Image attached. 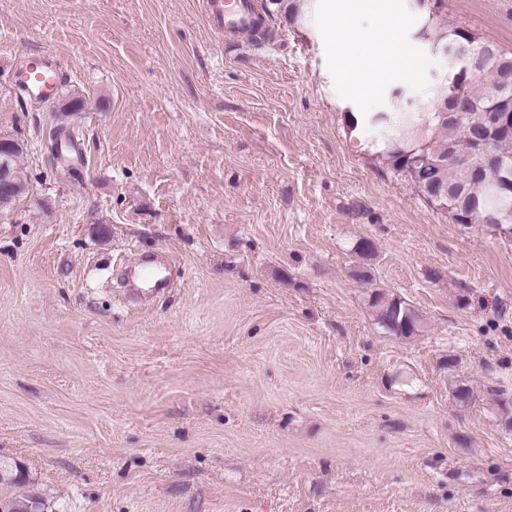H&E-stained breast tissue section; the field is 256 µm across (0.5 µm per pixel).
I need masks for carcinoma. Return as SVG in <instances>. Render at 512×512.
Masks as SVG:
<instances>
[{
  "mask_svg": "<svg viewBox=\"0 0 512 512\" xmlns=\"http://www.w3.org/2000/svg\"><path fill=\"white\" fill-rule=\"evenodd\" d=\"M432 13L424 15L428 23L426 32L448 40L461 37L467 31L462 25L450 24L444 20L440 9L443 0H430ZM454 97H448V90L438 94V98L448 104V109L457 113L450 121L440 116V112H381L366 118L367 123L378 127L380 136L370 148L381 158L389 170L407 178L412 184L430 183L443 190H468V195L448 201L444 210L452 215L455 205L463 208L462 218L453 222L465 228L486 227L500 237L512 238V133L492 134L488 145L499 156V164L488 167L483 172V185L469 186V174L460 160L475 151V144L469 139L467 130L471 128L490 131L494 128L495 114L499 100L512 95V87H503L502 74L495 62H488L482 69L463 74L453 82ZM79 133L75 129L61 125L52 134L49 147L50 159L65 161V155L79 146ZM9 167L13 182L8 189L0 190L11 200L7 208L0 209V215L14 210L26 198L30 190L28 174L22 163L24 144L7 149ZM67 162V161H65ZM84 162L79 156L67 162L68 167ZM353 253L361 259L370 260L376 252L375 244L368 238L356 240ZM368 305L377 323L389 335L410 338L422 332L421 315L407 301L399 296L375 291L369 296ZM498 409L505 421L512 423V392L506 386L493 389ZM9 471V476L0 478V487H21L27 482L24 471L18 465L0 462V470ZM8 500L13 512H47L44 498L37 492H20L13 495L0 494V500Z\"/></svg>",
  "mask_w": 512,
  "mask_h": 512,
  "instance_id": "carcinoma-1",
  "label": "carcinoma"
}]
</instances>
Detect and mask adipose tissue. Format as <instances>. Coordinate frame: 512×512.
I'll list each match as a JSON object with an SVG mask.
<instances>
[{"label": "adipose tissue", "mask_w": 512, "mask_h": 512, "mask_svg": "<svg viewBox=\"0 0 512 512\" xmlns=\"http://www.w3.org/2000/svg\"><path fill=\"white\" fill-rule=\"evenodd\" d=\"M404 28L393 0H339L331 10L327 39L342 72L355 75L359 94H374L395 76H418L421 62L405 44Z\"/></svg>", "instance_id": "ef3b65f1"}]
</instances>
